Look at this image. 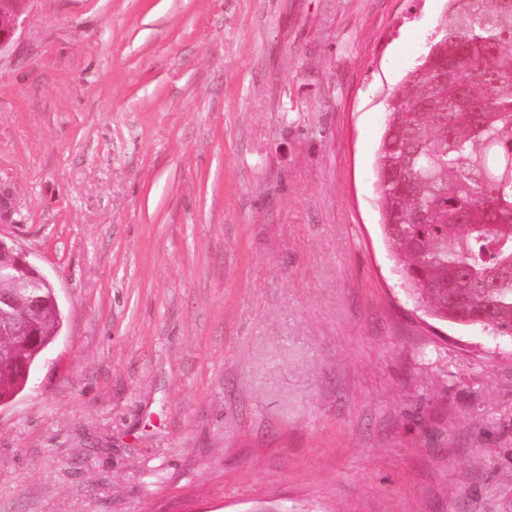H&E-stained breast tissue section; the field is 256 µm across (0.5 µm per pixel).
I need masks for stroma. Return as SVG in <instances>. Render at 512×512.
<instances>
[{
  "instance_id": "1",
  "label": "stroma",
  "mask_w": 512,
  "mask_h": 512,
  "mask_svg": "<svg viewBox=\"0 0 512 512\" xmlns=\"http://www.w3.org/2000/svg\"><path fill=\"white\" fill-rule=\"evenodd\" d=\"M446 0H29L0 233L61 330L0 512H512V343L407 298L385 102Z\"/></svg>"
}]
</instances>
